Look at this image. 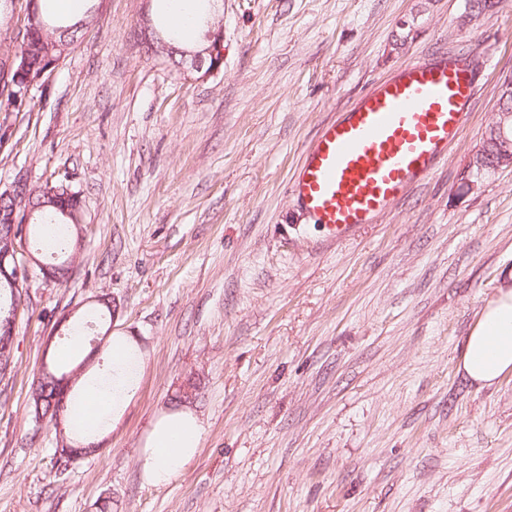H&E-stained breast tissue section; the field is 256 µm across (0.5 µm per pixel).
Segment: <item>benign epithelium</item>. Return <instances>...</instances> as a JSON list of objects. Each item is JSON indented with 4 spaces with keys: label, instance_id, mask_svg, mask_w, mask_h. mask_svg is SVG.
I'll return each instance as SVG.
<instances>
[{
    "label": "benign epithelium",
    "instance_id": "1",
    "mask_svg": "<svg viewBox=\"0 0 512 512\" xmlns=\"http://www.w3.org/2000/svg\"><path fill=\"white\" fill-rule=\"evenodd\" d=\"M152 0H145V7L137 27V40L142 49L157 57L167 54L172 45L160 38L154 27L148 4ZM23 5L24 20L18 28L15 42L21 46L23 38L27 33L45 28L44 20L39 9V0H10L9 6ZM206 42L202 49L197 51H181L182 61L180 69L184 77L190 79L195 74L211 75L218 71L224 60V28L220 24H208ZM63 60V57H56L46 60L47 66L34 73L28 67L27 58L22 56L20 51H10L0 55V76L9 78L15 76L14 81L8 83V88L17 89L23 96L30 93L31 89L43 82ZM493 133L496 151L492 155L493 164L487 165V156L481 154L470 159L467 166L465 184L472 189L478 185L484 174V170L491 167L495 170L512 168V111H497L493 115ZM32 212L29 210L18 211V208H0V225L11 226L8 246L0 249V287L11 290L12 302L9 310L0 317V329L7 332L14 326L13 314L21 306L24 300L23 289L20 286L21 275L31 271V265H39L35 256L27 251L26 239L16 234V227L19 224L26 225L30 222Z\"/></svg>",
    "mask_w": 512,
    "mask_h": 512
}]
</instances>
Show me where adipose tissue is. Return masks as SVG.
Here are the masks:
<instances>
[{
	"instance_id": "obj_1",
	"label": "adipose tissue",
	"mask_w": 512,
	"mask_h": 512,
	"mask_svg": "<svg viewBox=\"0 0 512 512\" xmlns=\"http://www.w3.org/2000/svg\"><path fill=\"white\" fill-rule=\"evenodd\" d=\"M136 340L117 337L112 343V388L87 386L71 416L76 426L100 428L109 412H120L137 390L141 363L134 358ZM461 371L478 387H489L512 371V282L501 284L467 336L459 361ZM202 426L193 411L181 408L163 415L151 430L140 456L147 481L163 484L179 475L194 458Z\"/></svg>"
}]
</instances>
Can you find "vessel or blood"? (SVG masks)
<instances>
[{"label":"vessel or blood","mask_w":512,"mask_h":512,"mask_svg":"<svg viewBox=\"0 0 512 512\" xmlns=\"http://www.w3.org/2000/svg\"><path fill=\"white\" fill-rule=\"evenodd\" d=\"M475 91L472 67L455 57L400 67L321 126L291 197L323 225L328 242L353 237L446 159L467 127Z\"/></svg>","instance_id":"obj_1"}]
</instances>
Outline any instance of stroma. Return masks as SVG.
I'll use <instances>...</instances> for the list:
<instances>
[{"label": "stroma", "instance_id": "obj_1", "mask_svg": "<svg viewBox=\"0 0 512 512\" xmlns=\"http://www.w3.org/2000/svg\"><path fill=\"white\" fill-rule=\"evenodd\" d=\"M142 0H104L17 111H0V191L67 175L83 202L70 279L32 269L0 379V512H512V372L459 368L466 336L512 279V168L463 187L512 78V0L476 29L466 0H224L218 74L145 55ZM476 67L447 160L376 223L328 244L287 182L321 124L404 63ZM114 299L72 366L111 373L113 337L142 350L139 387L59 471L29 388L57 324ZM196 457L142 476L155 422L188 377Z\"/></svg>", "mask_w": 512, "mask_h": 512}]
</instances>
